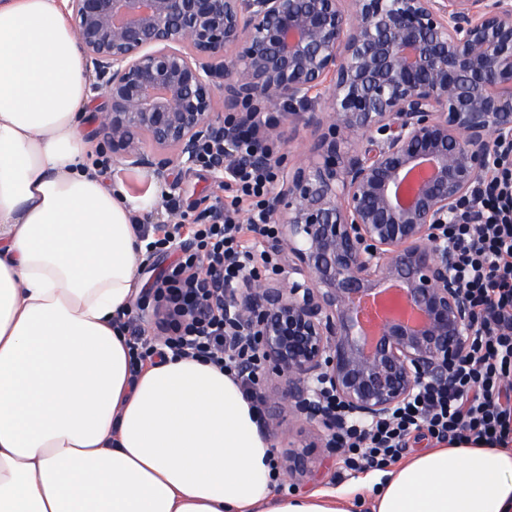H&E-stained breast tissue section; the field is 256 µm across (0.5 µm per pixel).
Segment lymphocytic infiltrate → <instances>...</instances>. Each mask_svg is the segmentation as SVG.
<instances>
[{"instance_id":"lymphocytic-infiltrate-1","label":"lymphocytic infiltrate","mask_w":512,"mask_h":512,"mask_svg":"<svg viewBox=\"0 0 512 512\" xmlns=\"http://www.w3.org/2000/svg\"><path fill=\"white\" fill-rule=\"evenodd\" d=\"M252 149L246 133L230 146L225 196L209 220L142 231L149 255L167 248L173 236L186 237L187 244L153 294L165 305L157 321L162 346L152 344L133 321H125L124 328L134 367H142L162 347L176 356L202 357L234 375L258 407L262 398L257 384L243 369L253 358L251 349L241 344L232 352L224 350L234 316L224 291L235 286L243 262L252 256L253 235L274 233L268 198L274 173L246 164ZM477 194L474 223L452 225L448 236L454 271L480 318L468 351L447 381H426L389 418L347 423L339 443L347 450L350 470L386 468L422 434L439 444L472 439L512 445V147H500Z\"/></svg>"}]
</instances>
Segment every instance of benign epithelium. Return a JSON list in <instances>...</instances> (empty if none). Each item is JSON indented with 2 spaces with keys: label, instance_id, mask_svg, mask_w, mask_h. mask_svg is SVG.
Wrapping results in <instances>:
<instances>
[{
  "label": "benign epithelium",
  "instance_id": "benign-epithelium-1",
  "mask_svg": "<svg viewBox=\"0 0 512 512\" xmlns=\"http://www.w3.org/2000/svg\"><path fill=\"white\" fill-rule=\"evenodd\" d=\"M112 164L170 184L201 147L256 134L275 165V271L224 290L266 403L302 430L282 466L337 450L336 408L390 414L445 379L477 327L443 230L512 142V0H67ZM323 110L310 107L313 101ZM299 117L291 164L264 148ZM378 295L372 328L360 301ZM320 132H312L302 123H294L288 128V124L283 128V139L285 143L275 142L274 152L276 154L288 153L291 162L303 157L319 138Z\"/></svg>",
  "mask_w": 512,
  "mask_h": 512
}]
</instances>
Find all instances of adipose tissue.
Returning a JSON list of instances; mask_svg holds the SVG:
<instances>
[{
    "instance_id": "1",
    "label": "adipose tissue",
    "mask_w": 512,
    "mask_h": 512,
    "mask_svg": "<svg viewBox=\"0 0 512 512\" xmlns=\"http://www.w3.org/2000/svg\"><path fill=\"white\" fill-rule=\"evenodd\" d=\"M88 85L58 0H0V512H350L344 490L274 495L228 373L168 356L132 374L141 207L86 160ZM373 512H512V449L415 454Z\"/></svg>"
}]
</instances>
